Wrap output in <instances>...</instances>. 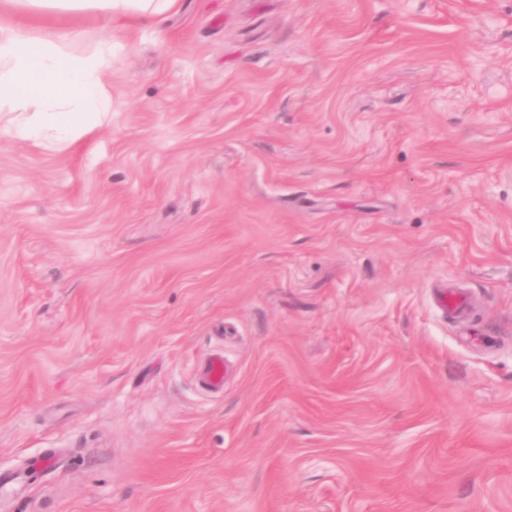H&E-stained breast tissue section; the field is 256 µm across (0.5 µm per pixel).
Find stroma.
<instances>
[{"mask_svg":"<svg viewBox=\"0 0 512 512\" xmlns=\"http://www.w3.org/2000/svg\"><path fill=\"white\" fill-rule=\"evenodd\" d=\"M116 39L107 125L0 133V472L53 460L0 512H512V0ZM436 303L438 308L445 314L448 311L458 315L463 314L466 310V298L463 294L447 288L441 290L436 296ZM226 366L223 353L214 354L202 369V385L211 391H222Z\"/></svg>","mask_w":512,"mask_h":512,"instance_id":"obj_1","label":"stroma"}]
</instances>
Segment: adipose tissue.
<instances>
[{
  "label": "adipose tissue",
  "mask_w": 512,
  "mask_h": 512,
  "mask_svg": "<svg viewBox=\"0 0 512 512\" xmlns=\"http://www.w3.org/2000/svg\"><path fill=\"white\" fill-rule=\"evenodd\" d=\"M35 14H106L113 26L139 17L159 24L180 0H16ZM116 42L102 31L88 46L76 47L59 33H36L0 24V110L7 131L53 152L102 126L112 113L104 77Z\"/></svg>",
  "instance_id": "ef3b65f1"
}]
</instances>
